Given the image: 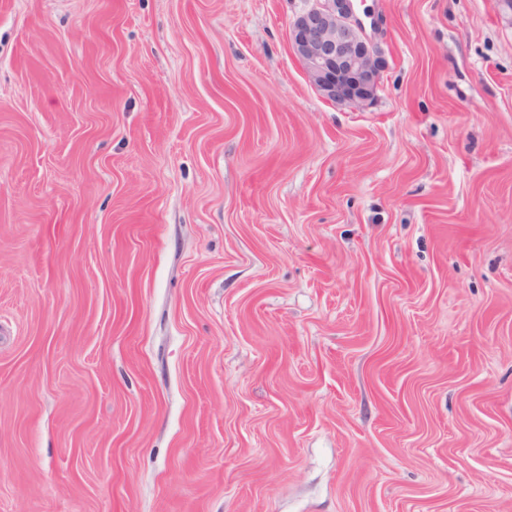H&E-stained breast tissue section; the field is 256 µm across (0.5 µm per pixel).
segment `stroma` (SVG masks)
<instances>
[{
    "label": "stroma",
    "instance_id": "stroma-1",
    "mask_svg": "<svg viewBox=\"0 0 512 512\" xmlns=\"http://www.w3.org/2000/svg\"><path fill=\"white\" fill-rule=\"evenodd\" d=\"M0 0V512H512V10ZM289 29L310 84L327 101L363 109L376 97L382 52L368 39L354 0H311Z\"/></svg>",
    "mask_w": 512,
    "mask_h": 512
}]
</instances>
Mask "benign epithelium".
I'll list each match as a JSON object with an SVG mask.
<instances>
[{
	"label": "benign epithelium",
	"mask_w": 512,
	"mask_h": 512,
	"mask_svg": "<svg viewBox=\"0 0 512 512\" xmlns=\"http://www.w3.org/2000/svg\"><path fill=\"white\" fill-rule=\"evenodd\" d=\"M310 84L327 101L363 109L376 97L382 52L368 39L354 0H311L289 29Z\"/></svg>",
	"instance_id": "benign-epithelium-1"
}]
</instances>
